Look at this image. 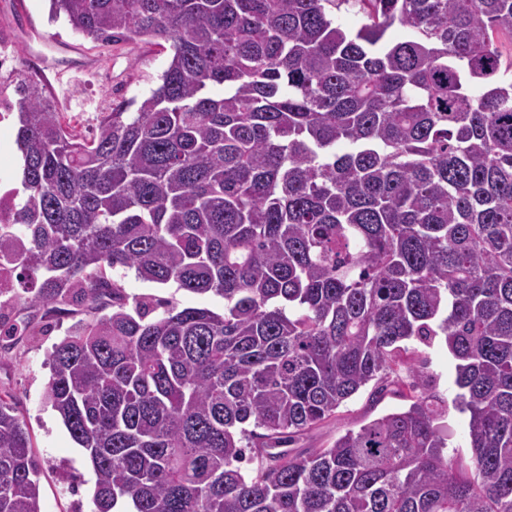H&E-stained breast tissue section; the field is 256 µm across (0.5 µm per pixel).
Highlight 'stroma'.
<instances>
[{"label":"stroma","instance_id":"1","mask_svg":"<svg viewBox=\"0 0 512 512\" xmlns=\"http://www.w3.org/2000/svg\"><path fill=\"white\" fill-rule=\"evenodd\" d=\"M15 13L20 24L60 43L71 44L83 53L101 57L94 73L75 74L71 83L62 84L37 53L28 51L10 31L0 28V42L11 46L20 59L17 72H0V90L10 103H18L19 78L42 84L62 118L75 132L92 138L105 112L122 101L143 99L156 86L167 68V45L146 42H118L104 45L75 33L65 20L51 19L49 0H0V14ZM72 323L64 317L48 331L19 340L0 341V390L12 393L17 413L26 422L33 438L34 452L42 468L40 505L42 512H92L95 474L82 449L77 448L59 415L44 399L50 368L47 355L66 334ZM427 371L436 391L446 400L458 393L455 361L445 347L427 349ZM398 394L387 393L373 400L362 391L336 413L335 417L312 430L300 445L313 450L328 447L349 429L359 427L385 413L407 407Z\"/></svg>","mask_w":512,"mask_h":512}]
</instances>
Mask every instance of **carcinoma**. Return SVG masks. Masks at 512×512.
Wrapping results in <instances>:
<instances>
[{
  "instance_id": "obj_1",
  "label": "carcinoma",
  "mask_w": 512,
  "mask_h": 512,
  "mask_svg": "<svg viewBox=\"0 0 512 512\" xmlns=\"http://www.w3.org/2000/svg\"><path fill=\"white\" fill-rule=\"evenodd\" d=\"M50 8L97 41L170 50L90 139L17 86L0 259L33 288L0 336L75 318L45 399L93 467V512H512V0ZM394 25L408 39L387 42ZM118 268L224 311L130 295ZM437 341L466 462L444 454L448 404L424 373ZM369 385L408 408L295 448ZM40 474L0 392V512H41Z\"/></svg>"
}]
</instances>
